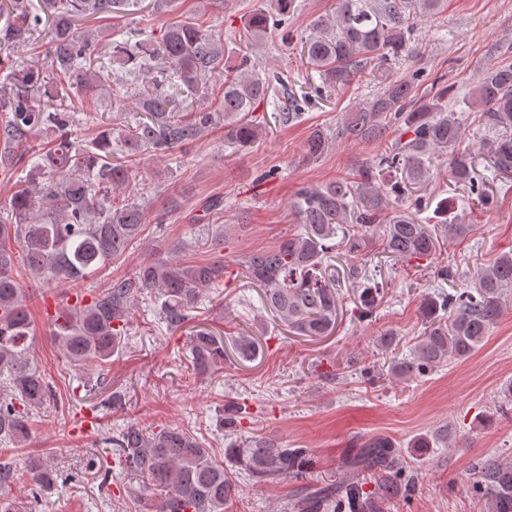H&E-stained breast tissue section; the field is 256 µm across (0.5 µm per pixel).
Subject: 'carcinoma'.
<instances>
[{"label": "carcinoma", "instance_id": "cac0c4a2", "mask_svg": "<svg viewBox=\"0 0 512 512\" xmlns=\"http://www.w3.org/2000/svg\"><path fill=\"white\" fill-rule=\"evenodd\" d=\"M144 0H0V47L25 46L50 36L46 50L51 76L42 65L0 59V170L16 176L9 203L0 208V438L23 444L34 412L53 398L47 377L30 351L32 330L24 289L14 274V247L21 263L46 282H76L122 256L143 232L146 217L137 202L139 189L126 158L144 150H172L200 138L224 114V142L237 148L255 143L264 128L252 114L264 103L285 123L301 119L312 101L326 100L353 83H372L373 96L342 113L336 130H316L303 158L319 159L335 143L384 146L351 177L299 188L292 203L299 234L279 246L252 252L241 261L264 304L298 336L320 338L335 329L339 300L336 278L327 276L323 260L329 242L357 253L381 233L384 252L405 260L429 259L438 239L400 202L408 187L435 178L434 160L448 159L452 180L469 185L484 198L475 177L474 156L461 148L465 126L477 125L491 136L478 151L504 175L512 173V63L487 62L477 71L469 95L470 112L448 108L453 86L428 79L421 67L403 74L400 66L416 56L418 25L443 11L445 0H335L331 12L317 16L300 38V55L319 73L312 94L283 89L274 68L259 70L254 46L272 34L286 40L295 0H267V7L246 15L238 35L234 62L224 59L222 35L192 18L166 25L153 39L138 28L83 31L79 22L103 13L130 15ZM430 87L420 95L424 82ZM215 106L203 103L213 87ZM103 90L120 112L138 114L128 129L105 123L95 138L82 143L73 134L75 113ZM124 147L115 156L112 139ZM450 236L468 231L448 222V205L437 206ZM224 278L220 262L189 265L175 258L144 264L133 278H116L106 290L65 311L54 335L65 359L75 366L106 367L129 339L137 297L154 294L159 319L177 331L196 318L203 294ZM512 288V253L476 266L473 284L456 294L429 296L422 302L424 329L414 357L393 354L394 338L382 334L389 353L388 372L399 379L451 360L470 357L490 336ZM236 355L255 359L256 341L240 336ZM190 363L204 374L224 363V337L198 325L190 336ZM448 430L413 439L422 452ZM122 469L142 480L156 497V512H224L234 491L232 473L212 449L178 427L147 429L130 425L112 438ZM239 469L262 480L300 479L311 468L306 448H285L276 438L234 440L224 449ZM347 464L375 475L374 487L329 484L305 495L301 512H385L398 497H408L412 479L402 478L392 441L373 437L349 455ZM28 473L39 490L51 489L54 471L31 461ZM474 488L483 512H512V463L495 455L472 467Z\"/></svg>", "mask_w": 512, "mask_h": 512}]
</instances>
